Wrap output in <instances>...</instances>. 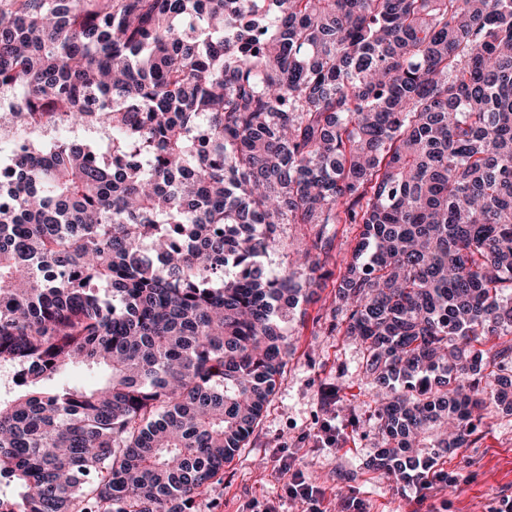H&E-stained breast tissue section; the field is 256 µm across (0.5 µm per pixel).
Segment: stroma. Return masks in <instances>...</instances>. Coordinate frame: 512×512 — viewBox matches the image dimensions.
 Masks as SVG:
<instances>
[{
    "label": "stroma",
    "mask_w": 512,
    "mask_h": 512,
    "mask_svg": "<svg viewBox=\"0 0 512 512\" xmlns=\"http://www.w3.org/2000/svg\"><path fill=\"white\" fill-rule=\"evenodd\" d=\"M335 247L323 259L327 279L304 321L286 327L288 363L276 393L246 448L240 449L215 482L198 498L196 512H309L312 505L288 497L281 459L294 456L307 482L323 495L320 512H338L341 499L361 501L365 512H413L410 502L419 481L370 469L382 447L375 415L377 390L365 373L359 343L336 328V275L343 271L360 233L356 224L335 225ZM278 243L262 263L274 269L287 264L311 244L304 224H282ZM335 392V405L323 396ZM336 425L335 447L319 439L325 422ZM442 471L465 475L459 484H434L426 494L446 512H492L512 496V406L500 404L484 413L478 440L447 455Z\"/></svg>",
    "instance_id": "obj_1"
}]
</instances>
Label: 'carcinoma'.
<instances>
[{
  "label": "carcinoma",
  "mask_w": 512,
  "mask_h": 512,
  "mask_svg": "<svg viewBox=\"0 0 512 512\" xmlns=\"http://www.w3.org/2000/svg\"><path fill=\"white\" fill-rule=\"evenodd\" d=\"M2 100L110 146L0 163V512H192L335 224L370 468L424 478L512 397V0H0ZM280 224L316 232L270 274Z\"/></svg>",
  "instance_id": "cac0c4a2"
}]
</instances>
